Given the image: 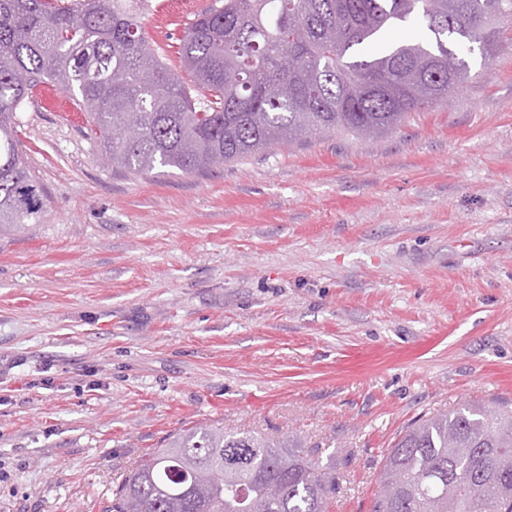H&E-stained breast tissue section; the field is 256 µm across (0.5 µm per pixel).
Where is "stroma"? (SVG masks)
I'll use <instances>...</instances> for the list:
<instances>
[{
  "label": "stroma",
  "instance_id": "35a3bbf8",
  "mask_svg": "<svg viewBox=\"0 0 512 512\" xmlns=\"http://www.w3.org/2000/svg\"><path fill=\"white\" fill-rule=\"evenodd\" d=\"M214 0H142L175 46ZM448 104L372 140L275 144L204 173L108 165L73 95L17 114L41 223L0 235V512H107L181 428L336 454L330 512L428 413L512 405V20Z\"/></svg>",
  "mask_w": 512,
  "mask_h": 512
}]
</instances>
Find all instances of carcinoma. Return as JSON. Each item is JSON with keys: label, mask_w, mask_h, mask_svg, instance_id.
<instances>
[{"label": "carcinoma", "mask_w": 512, "mask_h": 512, "mask_svg": "<svg viewBox=\"0 0 512 512\" xmlns=\"http://www.w3.org/2000/svg\"><path fill=\"white\" fill-rule=\"evenodd\" d=\"M139 0H0V234L45 206L17 113L42 83L78 92L115 168L199 173L327 134L397 129L495 55L512 0H221L183 32L173 73L149 45ZM408 23L417 41L370 46ZM139 132H127L130 118ZM224 426L182 428L141 459L112 512H329L336 453ZM371 512H512V409L463 404L409 424L379 462Z\"/></svg>", "instance_id": "obj_1"}]
</instances>
